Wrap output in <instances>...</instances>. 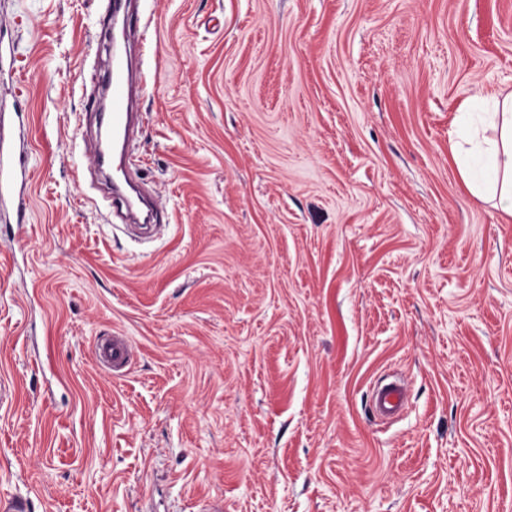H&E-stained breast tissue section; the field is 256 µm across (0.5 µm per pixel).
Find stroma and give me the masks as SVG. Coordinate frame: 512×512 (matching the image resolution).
Wrapping results in <instances>:
<instances>
[{
  "label": "stroma",
  "instance_id": "stroma-1",
  "mask_svg": "<svg viewBox=\"0 0 512 512\" xmlns=\"http://www.w3.org/2000/svg\"><path fill=\"white\" fill-rule=\"evenodd\" d=\"M107 13L0 0L32 171L0 207V495L512 512V217L456 161L465 103L512 93V0H126L144 237L94 162ZM97 362L110 370L113 377L124 376L132 365V349L126 336H111L95 345ZM406 384L402 378H394L376 385L371 393L370 407L373 414L381 419L398 416L405 406Z\"/></svg>",
  "mask_w": 512,
  "mask_h": 512
}]
</instances>
